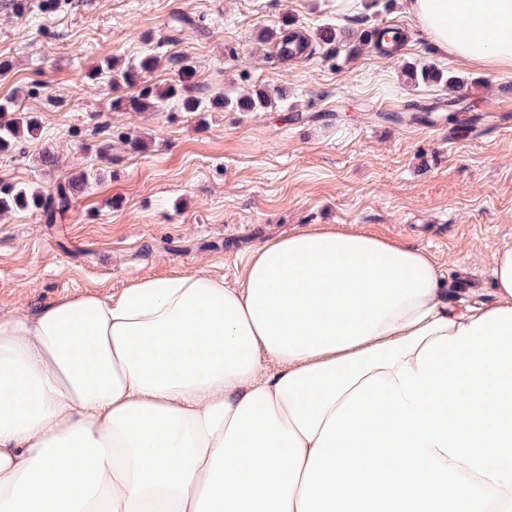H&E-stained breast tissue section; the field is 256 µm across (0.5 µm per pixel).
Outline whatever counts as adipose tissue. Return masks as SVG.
I'll return each mask as SVG.
<instances>
[{"label": "adipose tissue", "mask_w": 512, "mask_h": 512, "mask_svg": "<svg viewBox=\"0 0 512 512\" xmlns=\"http://www.w3.org/2000/svg\"><path fill=\"white\" fill-rule=\"evenodd\" d=\"M408 10L460 62L512 67V0ZM492 277L494 300L460 309L423 250L312 228L260 245L237 286L134 278L0 316V512H299L355 388L512 309V243Z\"/></svg>", "instance_id": "ef3b65f1"}]
</instances>
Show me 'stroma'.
Segmentation results:
<instances>
[{"label": "stroma", "mask_w": 512, "mask_h": 512, "mask_svg": "<svg viewBox=\"0 0 512 512\" xmlns=\"http://www.w3.org/2000/svg\"><path fill=\"white\" fill-rule=\"evenodd\" d=\"M361 15L362 25L351 26ZM316 31L356 33L398 24V55L318 48L300 62L270 59L260 35L283 19ZM159 57L156 84L176 80L191 58L207 94L266 86L287 101L270 112H162L112 106L107 79L86 74L107 57ZM0 101L40 124L38 138L0 156V180L53 191L74 168L100 178L66 216H0V313L34 314L65 297H118L130 277L200 271L234 286L261 244L330 224L424 249L459 290L454 303L492 301L490 269L512 241V126L451 136L463 114L501 102L511 68L461 66L437 48L406 0H0ZM432 64L460 80V111L423 133L385 120L448 100L444 84H411L410 65ZM140 137L129 152L121 137ZM111 144V161L98 149ZM54 151L59 165L41 161Z\"/></svg>", "instance_id": "35a3bbf8"}]
</instances>
